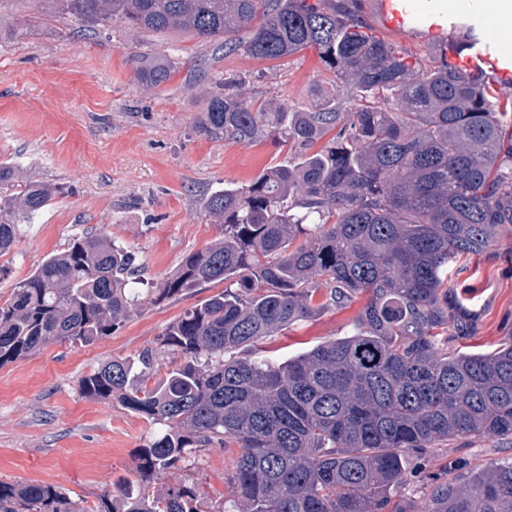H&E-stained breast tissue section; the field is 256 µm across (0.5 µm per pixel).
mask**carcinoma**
Here are the masks:
<instances>
[{
	"label": "carcinoma",
	"instance_id": "1",
	"mask_svg": "<svg viewBox=\"0 0 512 512\" xmlns=\"http://www.w3.org/2000/svg\"><path fill=\"white\" fill-rule=\"evenodd\" d=\"M57 2L95 33L185 32L265 61L313 48L332 78L312 111L208 95L201 134L271 138L294 155L203 197L223 238L167 278L140 288L134 252L103 231L46 256L0 302L2 367L48 344H92L150 306L224 283L158 348L81 379L84 396L161 426L139 450V488L112 490L97 512H197L195 487L164 475L232 445V499L218 512H410L395 489L423 472L427 451L512 442V333L487 353L450 346L475 324L448 268L512 228V99L483 67L445 61L446 49L480 52L472 26L410 59L365 32L358 0ZM172 73L147 60L138 80L155 89ZM344 92L349 107L336 103ZM61 192L0 162V254ZM361 293L352 333L282 362L260 355L268 338ZM163 349L184 361L155 381ZM430 480L419 512H512V462ZM0 512L89 510L60 485L0 483Z\"/></svg>",
	"mask_w": 512,
	"mask_h": 512
}]
</instances>
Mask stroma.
Here are the masks:
<instances>
[{
  "label": "stroma",
  "instance_id": "obj_1",
  "mask_svg": "<svg viewBox=\"0 0 512 512\" xmlns=\"http://www.w3.org/2000/svg\"><path fill=\"white\" fill-rule=\"evenodd\" d=\"M361 0L369 35L397 49L426 54L437 24L416 10L407 35L386 29ZM162 59L173 78L153 90L137 81L142 60ZM331 76L316 50L277 61L243 51L226 54L187 33L137 32L116 23L92 35L80 22L47 10L44 0H0V161L35 179L61 185L62 196L21 223L13 249L0 255V300L72 238L102 231L138 256L141 277L156 282L182 259L219 239V225L201 209L203 196L249 184L264 169L287 162L273 140L253 145L214 141L195 128L207 95L241 83L247 96L310 109ZM456 281L476 320L470 344L489 352L512 325V235L504 234L470 260ZM221 284L146 309L93 344L48 345L0 367V481L65 487L82 507H96L114 486L136 481L137 451L155 427L119 405L85 398L79 382L102 363L156 347L159 335L186 308ZM362 307L320 311L267 340L264 354L281 361L350 334ZM236 448H203L177 480L195 485L199 512H217L230 494ZM512 460V447L482 441L436 448L432 471L447 461Z\"/></svg>",
  "mask_w": 512,
  "mask_h": 512
}]
</instances>
